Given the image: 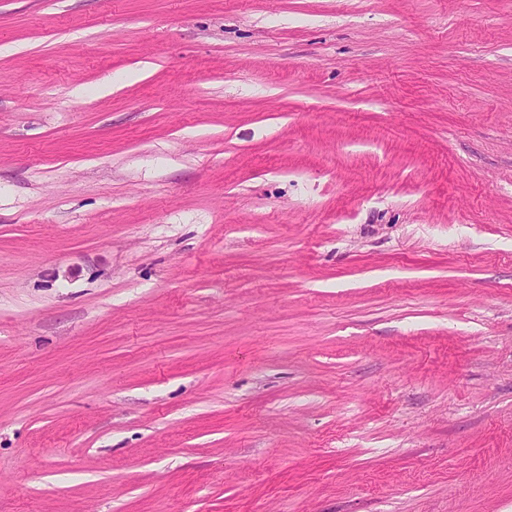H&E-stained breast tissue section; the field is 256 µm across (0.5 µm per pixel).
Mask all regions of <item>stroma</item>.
Here are the masks:
<instances>
[{
  "mask_svg": "<svg viewBox=\"0 0 512 512\" xmlns=\"http://www.w3.org/2000/svg\"><path fill=\"white\" fill-rule=\"evenodd\" d=\"M0 512H512V0H0Z\"/></svg>",
  "mask_w": 512,
  "mask_h": 512,
  "instance_id": "obj_1",
  "label": "stroma"
}]
</instances>
